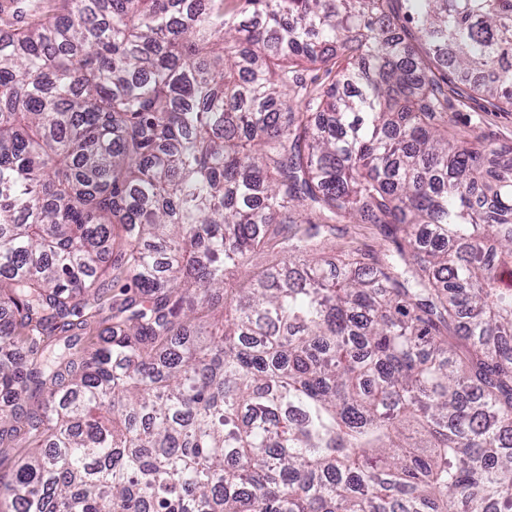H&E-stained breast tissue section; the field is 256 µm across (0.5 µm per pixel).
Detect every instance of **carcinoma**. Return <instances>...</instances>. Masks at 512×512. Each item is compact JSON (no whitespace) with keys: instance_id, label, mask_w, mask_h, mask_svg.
Here are the masks:
<instances>
[{"instance_id":"1","label":"carcinoma","mask_w":512,"mask_h":512,"mask_svg":"<svg viewBox=\"0 0 512 512\" xmlns=\"http://www.w3.org/2000/svg\"><path fill=\"white\" fill-rule=\"evenodd\" d=\"M67 2L0 38L12 512H512V146L448 133L512 0ZM362 249L365 252L379 251L392 247L376 228L366 224H337L336 239L324 249V260L336 263L339 247L342 245ZM336 245V246H335Z\"/></svg>"}]
</instances>
